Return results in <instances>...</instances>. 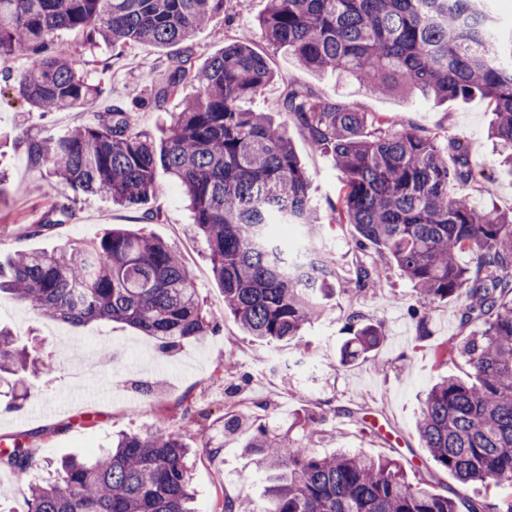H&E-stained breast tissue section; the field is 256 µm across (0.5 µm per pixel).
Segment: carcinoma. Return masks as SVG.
Segmentation results:
<instances>
[{"mask_svg":"<svg viewBox=\"0 0 512 512\" xmlns=\"http://www.w3.org/2000/svg\"><path fill=\"white\" fill-rule=\"evenodd\" d=\"M224 12V0H0L3 63L23 56L19 94L41 111L93 107L107 93L80 75L73 45L58 32L117 50L149 44L165 53L162 77L147 104L157 110L187 85L160 139L137 129L134 109L116 106L79 126L22 142L33 168L56 177L58 191L40 219L25 227L43 235L75 216L73 194L104 192L125 207L158 191L163 169L188 197L193 231L208 245L224 311L248 335L288 345L327 313L330 296L361 295L380 286L390 268L419 297V335L436 302L461 304L459 338L443 358L466 359L471 381L447 376L426 394L417 419L433 461L462 486L490 481L512 491V211L475 209L466 188L481 164L456 136L368 119L347 102L318 98L290 78L280 116L247 104L275 80L266 57L222 30L224 46L197 66L171 48ZM266 40L299 67L337 71L372 95L399 89L438 100L479 96L494 114L490 138L512 177V31L498 28L486 0H267L260 21ZM341 173L336 201L317 212L310 177L288 123ZM301 227L304 248L288 250L274 225ZM354 231L361 262L344 278L323 246L338 226ZM471 256L465 266L460 256ZM0 292L42 318L69 324H126L175 350L219 332L198 285L177 252L141 231L112 228L81 247L17 253L0 261ZM341 362L379 347L384 336L358 311ZM33 364L25 347L0 329V381ZM303 438L257 431L247 442L259 470L274 475L253 512H488L482 501L450 497L408 481L401 465L347 450H309L322 431L304 422ZM171 435L125 434L91 460L68 458L57 477L33 483L27 512H196L187 459ZM32 466L19 440L0 449V466Z\"/></svg>","mask_w":512,"mask_h":512,"instance_id":"cac0c4a2","label":"carcinoma"}]
</instances>
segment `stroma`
I'll list each match as a JSON object with an SVG mask.
<instances>
[{
    "mask_svg": "<svg viewBox=\"0 0 512 512\" xmlns=\"http://www.w3.org/2000/svg\"><path fill=\"white\" fill-rule=\"evenodd\" d=\"M265 7L266 0H228L223 14L198 29L184 43V51L200 65L220 48L215 30L250 39L277 75L254 104L273 117L280 109L284 80L294 77L318 96L343 99L367 115L458 136L472 157L494 173L470 188L472 205L512 210V178L495 170L496 152L487 136L492 114L484 100L439 102L401 91L373 96L355 80L301 70L266 42L259 25ZM60 38L77 44L84 77L108 87L113 103L130 106L148 98L160 79L162 55L153 46L134 44L115 51L103 43L90 50L79 46L75 33L64 32ZM95 118L91 109L34 110L15 85L0 82V254L49 250L62 241L88 243L115 224L144 229L182 257L220 331L164 353L155 339L127 325H63L0 296V324L9 326L21 344L56 362L51 375L27 374L18 383L0 387V442L19 437L33 452V464L25 471L0 467V507L26 512L31 484L50 477L49 461L69 455L91 458L113 437L130 432L174 435L193 448L190 477L199 512H211L227 493L257 500L265 476L246 447L252 427L287 431L297 438L301 431L292 422L304 415L315 418L323 430L311 443L315 453L349 448L392 458L401 462L412 482H425L448 495L458 491L457 479L423 448L416 421L436 381L447 375L463 378L470 371L462 357L441 365L434 356L437 345L452 341L460 331L459 302L433 304L427 331L419 333L411 314L417 304L413 287L399 271H391L376 290L359 296L337 294L324 319L309 328L299 344L288 346L296 367L272 374L263 369L268 345L245 336L225 313L206 242L191 234V212L168 174L159 173V189L147 203L121 207L105 194L81 193L74 219L45 235L21 234V223L37 220L56 195L54 178L30 166L21 137L88 125ZM288 135L311 178L312 203L325 209L336 197L340 173L330 156L312 150L297 126H289ZM355 310L380 327L385 341L368 356L343 364L339 349L348 337L346 317ZM233 415L245 426L225 431L224 423Z\"/></svg>",
    "mask_w": 512,
    "mask_h": 512,
    "instance_id": "1",
    "label": "stroma"
}]
</instances>
